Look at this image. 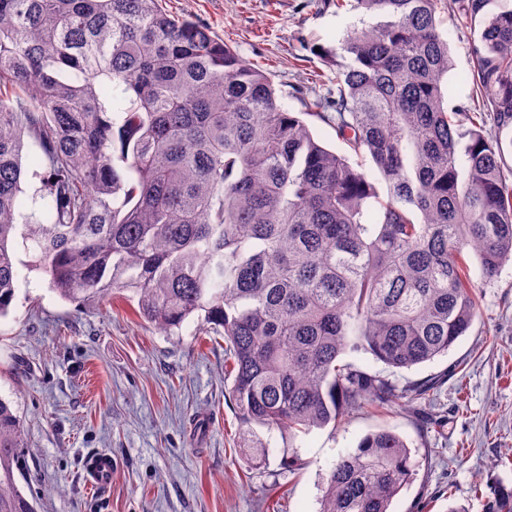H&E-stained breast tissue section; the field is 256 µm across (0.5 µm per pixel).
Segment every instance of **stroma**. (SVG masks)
<instances>
[{
  "instance_id": "obj_1",
  "label": "stroma",
  "mask_w": 512,
  "mask_h": 512,
  "mask_svg": "<svg viewBox=\"0 0 512 512\" xmlns=\"http://www.w3.org/2000/svg\"><path fill=\"white\" fill-rule=\"evenodd\" d=\"M175 15L206 25L245 59L266 68L285 110L301 111L312 75L328 81L335 67L316 46L339 47L348 30L369 28L380 15L332 0H163ZM453 66L449 106L471 102L474 34L457 12L441 15ZM26 141L18 221L43 224L44 168ZM16 297L0 318V398L24 422L28 488L36 512H318L329 471L367 434L391 429L408 444L414 479L393 512H484L493 489L512 488V261L483 280L480 314L448 354L392 369L371 355L350 360L400 386L439 377L429 411L359 409L337 427L287 437L254 427L265 461L254 466L239 443L241 423L224 394V339L201 333L196 321L155 330L122 298L79 306L61 299L35 265L23 239L13 243ZM444 427H427L428 414ZM112 455L111 485L89 487L83 462ZM297 454L300 470H282Z\"/></svg>"
}]
</instances>
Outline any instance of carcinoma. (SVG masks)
<instances>
[{"label": "carcinoma", "mask_w": 512, "mask_h": 512, "mask_svg": "<svg viewBox=\"0 0 512 512\" xmlns=\"http://www.w3.org/2000/svg\"><path fill=\"white\" fill-rule=\"evenodd\" d=\"M444 5L354 0L389 21L320 48L336 95L295 113L260 65L160 0H0V317L19 232L61 298L129 292L159 330L194 319L224 337L244 426L292 435L426 399L436 383L399 387L341 356L410 369L447 353L479 309L465 253L487 280L512 260V169L483 133L489 119L512 131V0H451L481 22L485 113L444 106ZM309 117L370 158L386 193ZM27 138L45 161L48 223L20 229ZM25 448L0 399V512H35L18 481ZM414 472L401 436L369 434L330 470L319 512H390ZM486 512H512V488ZM310 126L314 137L325 147L336 150V152L345 153L349 158V162L354 166L357 165V162L360 164V159L344 149L343 145L336 139L335 132L330 127L318 121H312Z\"/></svg>", "instance_id": "cac0c4a2"}]
</instances>
